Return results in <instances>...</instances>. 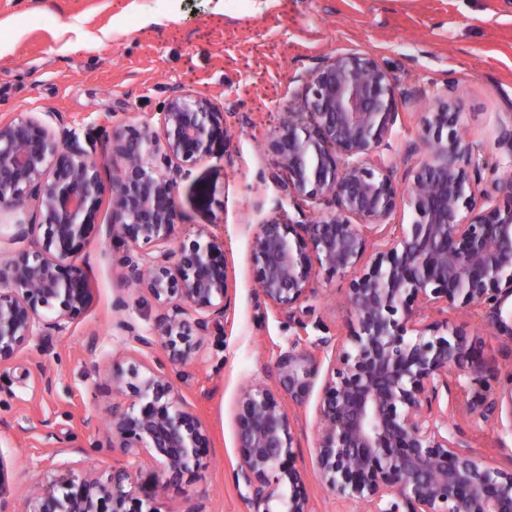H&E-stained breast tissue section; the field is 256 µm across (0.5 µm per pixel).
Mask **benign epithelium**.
Masks as SVG:
<instances>
[{"instance_id": "obj_1", "label": "benign epithelium", "mask_w": 512, "mask_h": 512, "mask_svg": "<svg viewBox=\"0 0 512 512\" xmlns=\"http://www.w3.org/2000/svg\"><path fill=\"white\" fill-rule=\"evenodd\" d=\"M301 102L315 117L285 112L265 143L285 173L294 206L318 211L312 224L259 225L252 262L264 303L296 329L277 347L273 382L251 384L236 407L241 460L233 478L252 512H311L295 467L298 417L284 406L307 403L328 360L318 404L315 462L340 499L365 512H512V467L479 458L453 423L460 407L512 432V386L490 392L461 326L428 320L430 311L483 309L503 326L512 300V172L485 180L481 147L458 128L454 82H445L407 152L428 158L403 192L378 153L402 104L425 97L401 89L376 59L348 52L325 55L302 77ZM229 138L224 112L180 86L156 122L112 134V210L106 236L123 249V278L159 305L150 333L130 322L127 340L156 354L145 371L112 367L109 387L128 389L126 408L106 418L108 448L124 458L146 453L162 467L150 487L128 463L97 468L83 457L80 474L62 464L27 501L24 512H158L156 490L176 485L200 467L208 445L202 420L175 388L201 340L221 329L229 301V267L213 239L172 246L183 224L178 178ZM106 196L89 134L61 112L0 121V212L31 209L0 254V369L25 348L49 354L54 341L88 310L92 291L77 263ZM411 224L383 244L376 228L398 198ZM355 271L347 302L356 326L346 336L311 339L303 306L314 266Z\"/></svg>"}]
</instances>
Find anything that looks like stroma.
I'll use <instances>...</instances> for the list:
<instances>
[{"label": "stroma", "instance_id": "stroma-1", "mask_svg": "<svg viewBox=\"0 0 512 512\" xmlns=\"http://www.w3.org/2000/svg\"><path fill=\"white\" fill-rule=\"evenodd\" d=\"M345 52L369 55L393 71L400 87L440 90L456 82L460 123L480 143L490 167L512 158L497 146L501 127L512 124V0H0V117L62 112L96 140L94 158L112 177L113 130L137 125L158 111L172 86L207 96L224 112L231 133L179 181L177 202L185 216L178 237L188 243L214 235L224 247L231 275L225 333L202 343L200 357L179 384L187 407L206 425L210 443L196 476L156 497L160 512H250L231 474L240 462L235 409L241 388L271 381L278 347L290 332L258 296L251 262L256 225L298 220L288 192L275 176L264 139L277 127L283 105L300 110L299 78L315 58ZM424 103L404 107L383 154L393 182L403 186L424 161L403 155L422 133ZM219 221L211 224L208 213ZM108 214L90 230L79 258L93 291L88 312L59 337L36 369L30 354L0 370V456L14 512H23L30 486L44 481L52 450L43 437L98 444L97 459L119 465L104 448L102 421L129 392L103 393L99 377L113 364L153 365V353L129 344L119 320L149 332L158 313L151 296L128 287L121 249L106 239ZM353 273L315 269L308 304L319 335L346 333L353 315L345 296ZM123 296L126 310L114 312ZM463 326L479 361L512 383V337L484 315L449 310ZM313 390L297 409L296 466L304 475L313 512H363L341 502L322 483L315 465L317 405ZM454 421L477 455L512 458V434L468 412Z\"/></svg>", "mask_w": 512, "mask_h": 512}]
</instances>
